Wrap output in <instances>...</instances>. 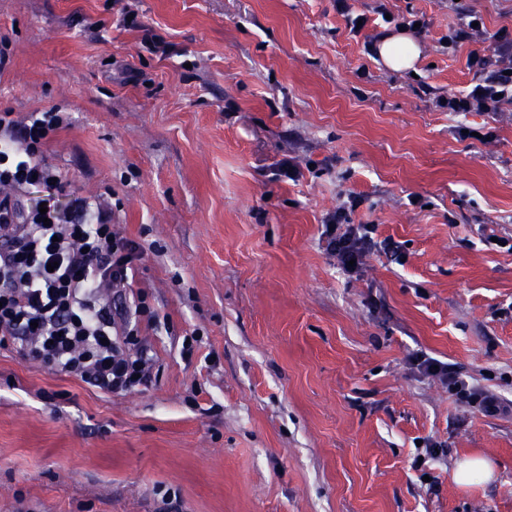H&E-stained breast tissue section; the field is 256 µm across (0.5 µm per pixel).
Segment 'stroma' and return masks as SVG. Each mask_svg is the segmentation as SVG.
Wrapping results in <instances>:
<instances>
[{"mask_svg": "<svg viewBox=\"0 0 512 512\" xmlns=\"http://www.w3.org/2000/svg\"><path fill=\"white\" fill-rule=\"evenodd\" d=\"M387 6L427 20L413 71L336 0H0V112L67 116L43 157L143 244L156 314L126 394L0 349V512H512V417L413 363L512 400V104L440 109L484 43L442 48L450 0ZM351 193L402 261L339 269ZM416 365L424 375L437 377L448 388V393L462 404L472 407L484 415L496 416L510 413L512 401L506 404L491 390L470 384L448 363L425 355L416 357ZM493 477L492 463L483 457L468 458L460 462L455 472L456 481L464 486L489 481Z\"/></svg>", "mask_w": 512, "mask_h": 512, "instance_id": "1", "label": "stroma"}]
</instances>
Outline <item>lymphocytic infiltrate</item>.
Returning <instances> with one entry per match:
<instances>
[{"instance_id":"1","label":"lymphocytic infiltrate","mask_w":512,"mask_h":512,"mask_svg":"<svg viewBox=\"0 0 512 512\" xmlns=\"http://www.w3.org/2000/svg\"><path fill=\"white\" fill-rule=\"evenodd\" d=\"M457 12L446 49L486 38L492 46L469 54L467 66L476 81L445 105L452 112L501 111L512 103V31L488 32L475 8L461 5ZM62 124L57 112L24 118L0 113V347L103 392L127 393L150 378L151 360L132 320L151 310L142 301L132 309L124 303L145 249L122 235L111 212L82 197L71 196L67 209L57 206L66 184L40 154L46 134ZM33 188L45 192L47 213L22 203L21 193ZM357 205V198L349 197L321 231L327 252L353 274L374 250L398 251L393 240H376V225L352 223L349 214ZM416 365L458 402L487 416L512 414V403L469 383L451 365L425 355Z\"/></svg>"}]
</instances>
